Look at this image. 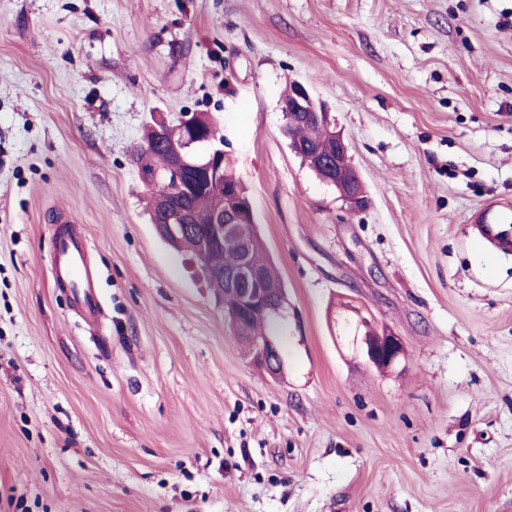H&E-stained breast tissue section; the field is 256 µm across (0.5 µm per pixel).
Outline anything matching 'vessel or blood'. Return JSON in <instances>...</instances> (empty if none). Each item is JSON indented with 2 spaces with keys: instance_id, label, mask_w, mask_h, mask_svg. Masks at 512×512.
<instances>
[{
  "instance_id": "b4317fda",
  "label": "vessel or blood",
  "mask_w": 512,
  "mask_h": 512,
  "mask_svg": "<svg viewBox=\"0 0 512 512\" xmlns=\"http://www.w3.org/2000/svg\"><path fill=\"white\" fill-rule=\"evenodd\" d=\"M90 246L85 238L68 232L58 233L53 243L52 274L68 288L74 302L89 318H97L102 308L93 284L88 262Z\"/></svg>"
}]
</instances>
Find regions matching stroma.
<instances>
[{"label":"stroma","instance_id":"1","mask_svg":"<svg viewBox=\"0 0 512 512\" xmlns=\"http://www.w3.org/2000/svg\"><path fill=\"white\" fill-rule=\"evenodd\" d=\"M294 81L363 211L291 150ZM186 112L285 284L282 376L149 222L133 151ZM506 204L512 0H0V512H512ZM69 216L97 325L50 274ZM479 221L485 223L478 224V229L489 241L495 242L506 236L512 238V209L494 210L491 207L480 216ZM359 325L365 328V332L362 336H354V341L356 344L359 342L361 356L375 367L393 368L404 353L399 337L388 330L379 332L373 329L369 321L363 317Z\"/></svg>","mask_w":512,"mask_h":512}]
</instances>
